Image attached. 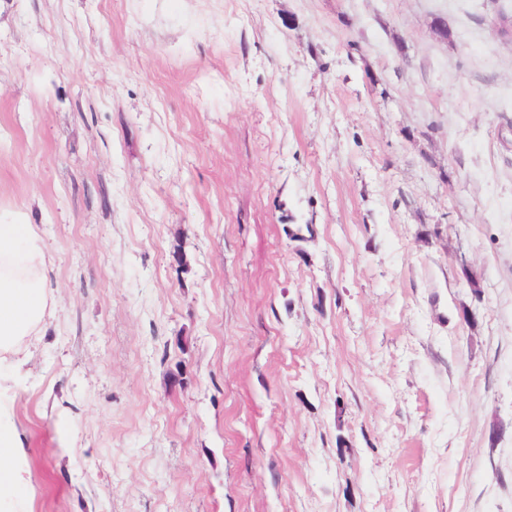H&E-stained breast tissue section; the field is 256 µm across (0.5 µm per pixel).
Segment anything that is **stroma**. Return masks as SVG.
Wrapping results in <instances>:
<instances>
[{"label": "stroma", "instance_id": "stroma-1", "mask_svg": "<svg viewBox=\"0 0 512 512\" xmlns=\"http://www.w3.org/2000/svg\"><path fill=\"white\" fill-rule=\"evenodd\" d=\"M512 0H0L17 512H512ZM47 258L31 224L0 222V362L19 353L46 317Z\"/></svg>", "mask_w": 512, "mask_h": 512}]
</instances>
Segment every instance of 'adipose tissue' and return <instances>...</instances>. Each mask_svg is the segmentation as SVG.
Returning <instances> with one entry per match:
<instances>
[{"label": "adipose tissue", "instance_id": "ef3b65f1", "mask_svg": "<svg viewBox=\"0 0 512 512\" xmlns=\"http://www.w3.org/2000/svg\"><path fill=\"white\" fill-rule=\"evenodd\" d=\"M47 258L31 225L0 223V359L19 353L46 317L44 272ZM20 441L0 406V508L24 485L18 461Z\"/></svg>", "mask_w": 512, "mask_h": 512}]
</instances>
